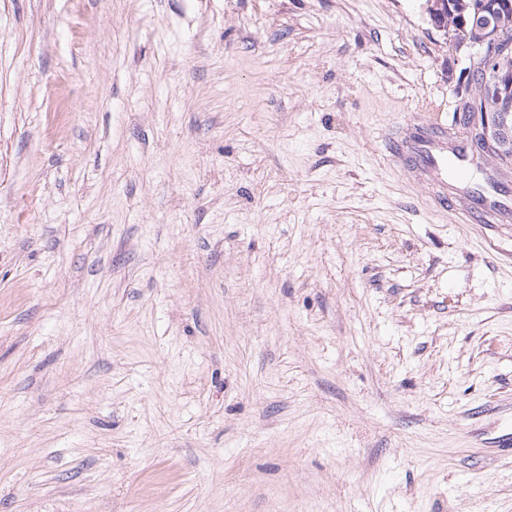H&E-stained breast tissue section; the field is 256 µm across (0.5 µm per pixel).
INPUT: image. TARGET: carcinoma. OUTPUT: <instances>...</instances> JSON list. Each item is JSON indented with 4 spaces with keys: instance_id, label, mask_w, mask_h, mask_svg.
<instances>
[{
    "instance_id": "carcinoma-1",
    "label": "carcinoma",
    "mask_w": 512,
    "mask_h": 512,
    "mask_svg": "<svg viewBox=\"0 0 512 512\" xmlns=\"http://www.w3.org/2000/svg\"><path fill=\"white\" fill-rule=\"evenodd\" d=\"M434 25L448 35V47L467 41L480 48V54L466 60L468 71L464 93L457 95L458 124L470 135V146L486 154L496 144L482 136L483 103H495L503 97L501 89L486 80V60L502 51L512 54V0H447L433 19Z\"/></svg>"
}]
</instances>
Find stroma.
Instances as JSON below:
<instances>
[{"mask_svg":"<svg viewBox=\"0 0 512 512\" xmlns=\"http://www.w3.org/2000/svg\"><path fill=\"white\" fill-rule=\"evenodd\" d=\"M427 7L0 0V512H512V218L388 152ZM475 206L464 213L477 224H495L496 217L503 211L501 201L493 194L480 191L474 195Z\"/></svg>","mask_w":512,"mask_h":512,"instance_id":"obj_1","label":"stroma"}]
</instances>
